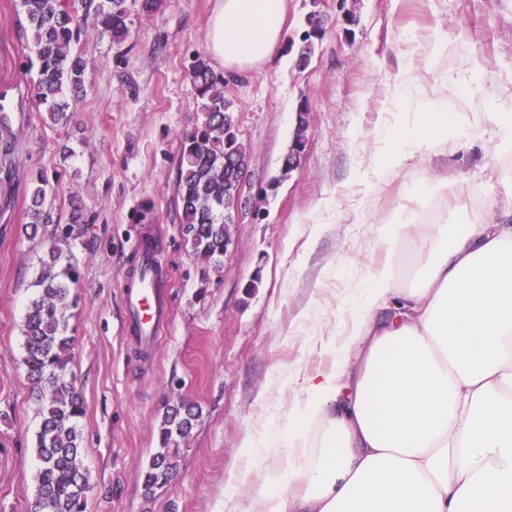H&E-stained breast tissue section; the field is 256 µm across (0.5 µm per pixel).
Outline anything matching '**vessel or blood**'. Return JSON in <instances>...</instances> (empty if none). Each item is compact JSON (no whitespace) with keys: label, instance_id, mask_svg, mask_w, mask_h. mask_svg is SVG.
<instances>
[{"label":"vessel or blood","instance_id":"vessel-or-blood-1","mask_svg":"<svg viewBox=\"0 0 512 512\" xmlns=\"http://www.w3.org/2000/svg\"><path fill=\"white\" fill-rule=\"evenodd\" d=\"M123 278L126 328L145 346L160 335L168 316L167 269L155 236H137Z\"/></svg>","mask_w":512,"mask_h":512}]
</instances>
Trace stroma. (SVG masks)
I'll use <instances>...</instances> for the list:
<instances>
[{"label": "stroma", "instance_id": "stroma-1", "mask_svg": "<svg viewBox=\"0 0 512 512\" xmlns=\"http://www.w3.org/2000/svg\"><path fill=\"white\" fill-rule=\"evenodd\" d=\"M332 22L305 68L286 49L262 72L228 80L238 138L259 217L243 214L221 262L205 264L179 224L180 140L198 117L191 66L204 49L211 0H162L132 11L130 35L81 38L92 66L72 118L54 125L35 104L37 62L20 29V0H0V97L17 139L14 174L0 173V512H32L40 417L21 364L23 325L39 256L50 239L28 240V180L54 182L49 200L62 223L80 213L73 245L81 279L69 311L71 367L86 407L82 460L85 512H230L247 506L239 480L271 463L249 456L247 434L269 423L287 430L294 377L330 371L352 325L353 300L370 267L423 258L425 224L395 252L378 239L385 216H419L431 202L422 182L447 177L452 227L475 211L498 221L512 209V152L497 150L493 113L512 114V0H320ZM421 80L406 111L466 96L449 115L454 136L380 184L369 172L376 136L400 117L393 106L408 74ZM308 106L307 147L281 177L299 102ZM155 234L169 269L170 310L150 350L126 331L121 272L135 232ZM187 401L200 416L172 450L168 485L145 492L143 470L159 446L167 407ZM236 484L237 498L226 489Z\"/></svg>", "mask_w": 512, "mask_h": 512}]
</instances>
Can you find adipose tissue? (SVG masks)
Listing matches in <instances>:
<instances>
[{"label":"adipose tissue","instance_id":"adipose-tissue-1","mask_svg":"<svg viewBox=\"0 0 512 512\" xmlns=\"http://www.w3.org/2000/svg\"><path fill=\"white\" fill-rule=\"evenodd\" d=\"M288 0H212L205 52L262 71L285 41ZM448 104L387 132L375 178L431 152ZM400 286L368 273L338 373L288 386L293 415L247 512H512V224L431 225Z\"/></svg>","mask_w":512,"mask_h":512}]
</instances>
